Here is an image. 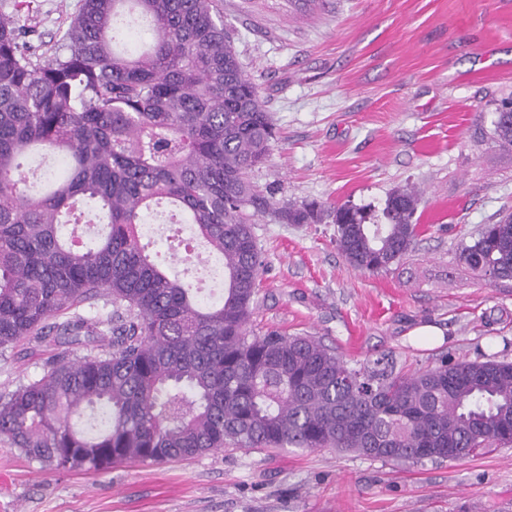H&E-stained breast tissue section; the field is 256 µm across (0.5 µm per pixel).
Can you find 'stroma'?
<instances>
[{"label": "stroma", "instance_id": "stroma-1", "mask_svg": "<svg viewBox=\"0 0 512 512\" xmlns=\"http://www.w3.org/2000/svg\"><path fill=\"white\" fill-rule=\"evenodd\" d=\"M0 16L61 46L82 0H32ZM224 25L277 131L251 174L264 194L382 207L416 185L415 249L360 272L333 224L257 217L264 272L254 331L315 336L348 361L386 355L408 372L512 360V280L487 284L458 257L512 212V152L493 148L512 97V0H223ZM440 328L438 341L415 331ZM66 346L28 338L0 357V395ZM0 512H512V447L462 462L393 463L329 449L232 446L184 461L54 471L0 439ZM512 104V98H504L496 104L492 112L490 128L483 132V137L494 147L512 149V115L504 114V108Z\"/></svg>", "mask_w": 512, "mask_h": 512}]
</instances>
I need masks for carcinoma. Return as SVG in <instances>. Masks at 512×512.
<instances>
[{"instance_id":"obj_1","label":"carcinoma","mask_w":512,"mask_h":512,"mask_svg":"<svg viewBox=\"0 0 512 512\" xmlns=\"http://www.w3.org/2000/svg\"><path fill=\"white\" fill-rule=\"evenodd\" d=\"M127 14L151 32L135 55L114 48ZM32 36L0 17V354L30 336L79 345L107 335L111 347L64 354L1 394V438L53 470L95 472L226 446L414 463L512 445V361L354 367L313 336L249 328L263 267L257 214L330 218L347 263L379 272L414 249L422 194L397 189L377 211L258 191L250 173L274 126L219 0H83L63 49ZM509 104L483 132L494 147L512 149ZM33 149L65 163L44 192L23 176ZM84 202L104 224L93 245L63 232L87 223ZM163 204L223 260L219 301L170 278L141 243L143 212ZM459 260L490 282L512 280V215L480 228ZM100 297L112 303L105 331L76 313Z\"/></svg>"}]
</instances>
